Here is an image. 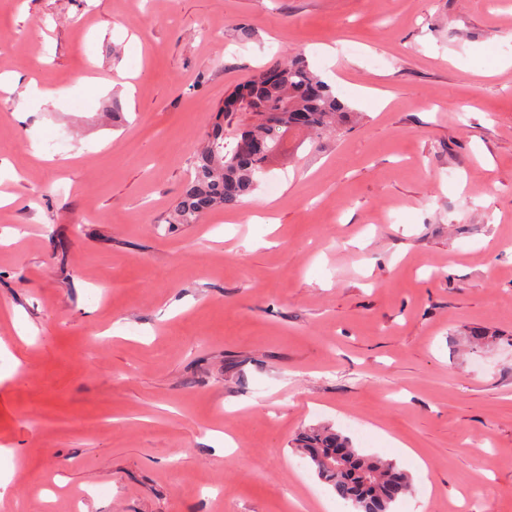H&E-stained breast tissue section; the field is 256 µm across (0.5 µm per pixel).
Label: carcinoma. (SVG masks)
Segmentation results:
<instances>
[{"instance_id":"obj_1","label":"carcinoma","mask_w":512,"mask_h":512,"mask_svg":"<svg viewBox=\"0 0 512 512\" xmlns=\"http://www.w3.org/2000/svg\"><path fill=\"white\" fill-rule=\"evenodd\" d=\"M227 98L240 101L241 111L221 106L214 112L204 144L192 156V175L170 214L171 224H198L214 210L240 206L258 188L267 152L277 149L295 118H303L318 135L353 114L301 54L255 74ZM295 448L356 512H390L414 491L412 477L395 462L360 453L348 436L330 427L309 429Z\"/></svg>"}]
</instances>
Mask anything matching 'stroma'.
Listing matches in <instances>:
<instances>
[{
    "label": "stroma",
    "mask_w": 512,
    "mask_h": 512,
    "mask_svg": "<svg viewBox=\"0 0 512 512\" xmlns=\"http://www.w3.org/2000/svg\"><path fill=\"white\" fill-rule=\"evenodd\" d=\"M297 52L356 119L170 223ZM511 57L512 0H0V512H353L322 425L392 512H512ZM295 443L320 479L356 512H390L414 491L412 477L395 462L361 454L348 436L331 427L310 428Z\"/></svg>",
    "instance_id": "stroma-1"
}]
</instances>
